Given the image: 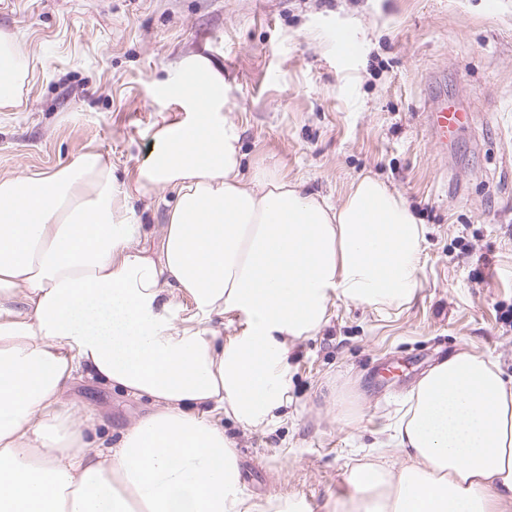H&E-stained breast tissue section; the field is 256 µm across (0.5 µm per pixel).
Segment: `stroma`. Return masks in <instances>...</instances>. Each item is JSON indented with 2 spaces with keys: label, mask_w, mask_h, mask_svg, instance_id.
<instances>
[{
  "label": "stroma",
  "mask_w": 512,
  "mask_h": 512,
  "mask_svg": "<svg viewBox=\"0 0 512 512\" xmlns=\"http://www.w3.org/2000/svg\"><path fill=\"white\" fill-rule=\"evenodd\" d=\"M33 66L17 111L0 112V176L44 171L96 149L127 181L151 148V123L175 111L160 83L185 57L224 73V114L245 170L277 167L338 205L370 173L425 227L415 299L378 311L330 301L328 323L289 353L288 408L236 442L241 490L334 512L353 467L386 446L424 371L466 349L512 375V0H0ZM350 32L353 53L336 52ZM448 97L475 113L448 151L422 124ZM67 401L112 436L148 402L94 380Z\"/></svg>",
  "instance_id": "35a3bbf8"
}]
</instances>
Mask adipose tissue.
Listing matches in <instances>:
<instances>
[{
	"label": "adipose tissue",
	"instance_id": "adipose-tissue-1",
	"mask_svg": "<svg viewBox=\"0 0 512 512\" xmlns=\"http://www.w3.org/2000/svg\"><path fill=\"white\" fill-rule=\"evenodd\" d=\"M0 112L29 67L0 30ZM180 111L153 125V150L124 192L94 149L51 171L0 177V512H303L239 492L224 419L267 429L288 406L291 346L328 321L330 299L409 304L424 229L366 174L340 205L276 168L241 172L224 75L183 59ZM174 191L156 249L126 206ZM188 304L191 317L180 315ZM241 315L223 338L213 317ZM147 399L118 441L68 404L75 378ZM388 442L407 458L355 468L344 512H507L512 379L462 350L417 383Z\"/></svg>",
	"mask_w": 512,
	"mask_h": 512
}]
</instances>
